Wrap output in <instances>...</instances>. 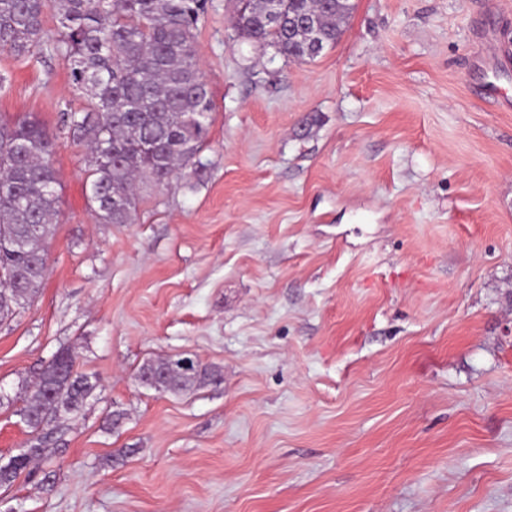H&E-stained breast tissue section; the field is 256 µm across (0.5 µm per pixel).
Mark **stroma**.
I'll list each match as a JSON object with an SVG mask.
<instances>
[{
    "instance_id": "stroma-1",
    "label": "stroma",
    "mask_w": 512,
    "mask_h": 512,
    "mask_svg": "<svg viewBox=\"0 0 512 512\" xmlns=\"http://www.w3.org/2000/svg\"><path fill=\"white\" fill-rule=\"evenodd\" d=\"M236 8L194 31L207 168L131 224L87 205L66 59L0 51V118L56 137L61 196L0 322V455L58 351L97 379L0 512H512V0H355L307 63ZM177 354L213 379L140 383Z\"/></svg>"
}]
</instances>
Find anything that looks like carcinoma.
Segmentation results:
<instances>
[{
  "instance_id": "cac0c4a2",
  "label": "carcinoma",
  "mask_w": 512,
  "mask_h": 512,
  "mask_svg": "<svg viewBox=\"0 0 512 512\" xmlns=\"http://www.w3.org/2000/svg\"><path fill=\"white\" fill-rule=\"evenodd\" d=\"M283 23L267 16L266 0H237L235 28L257 43L275 46L298 62L317 55L308 38L288 31L292 19H317L313 36L328 47L344 33L351 0H280ZM47 0H0V51L31 58L46 35ZM204 12L198 0H58L55 48L66 59L74 91L84 98L78 112L64 113L72 138L87 148L85 194L102 224H131L139 185L166 186L176 173L206 165L214 101L195 45L194 29ZM56 142L40 121L0 118V321L13 317L40 288L43 255L60 212ZM184 358L165 362L164 392L183 393L206 373ZM96 388L92 376L39 381L19 409L31 430L76 414ZM47 458L36 441L15 455H0V486H9L36 459Z\"/></svg>"
}]
</instances>
